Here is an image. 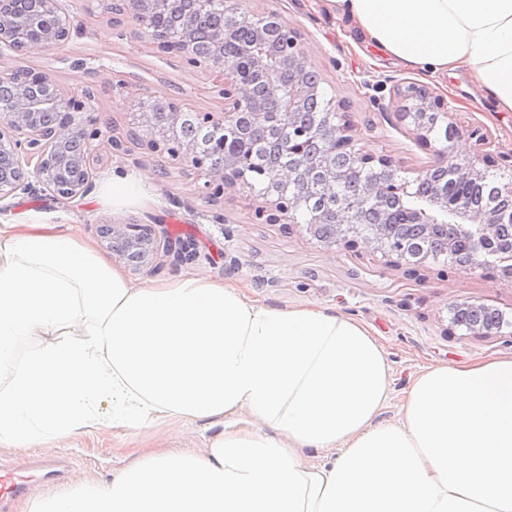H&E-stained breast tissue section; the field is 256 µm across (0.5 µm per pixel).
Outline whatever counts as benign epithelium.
<instances>
[{
	"label": "benign epithelium",
	"instance_id": "obj_1",
	"mask_svg": "<svg viewBox=\"0 0 512 512\" xmlns=\"http://www.w3.org/2000/svg\"><path fill=\"white\" fill-rule=\"evenodd\" d=\"M20 0H0V50L6 48L19 58L43 52L67 43L74 32L73 17L63 0H35L32 12L19 10ZM173 0H112L105 12L112 15L111 28L119 38L126 37L123 19L135 25L134 36L143 39L157 53L180 57L187 66L201 69L213 77L214 92L223 99L222 112H192L182 109L174 97L148 96L139 102L142 124L157 130L159 138L145 142L152 153L166 152L173 157L182 155L197 169L210 175L206 183L207 197L211 200L224 196L225 189L234 185L251 158L237 154L224 146L221 137L232 130L252 99L251 83L237 66L236 60L224 55V43L234 29H251L259 42L266 43L270 28L277 31V45L267 53H253V72L266 84L269 97L279 103L283 118L302 104L322 101L320 81L307 78L308 65L301 48L299 33L274 12H245L236 10L225 27L209 36V48L203 53L191 31L194 20L188 19L178 33H172L158 24V16ZM401 118L411 120L419 138L429 141L445 123L447 142L468 134L476 140V153L460 157L446 146L437 151L433 165L420 171L413 182L401 180L391 192L399 195L404 205L414 193L421 191L433 173L450 168L459 175L478 181L490 174L495 166V141L491 135L478 129L464 130L453 118L445 98L429 86L404 81L393 88ZM94 98L87 89L78 98L64 93L49 72L19 66L0 78V158L8 159L12 173L0 174V201L18 191L36 193L49 191L53 197L70 203L85 196L93 187L89 174L92 144L107 133L98 115L87 110L86 102ZM190 115L196 126L206 134L199 141L186 132L182 119ZM317 157L327 160L337 151L345 154L349 168L373 169L382 175L397 177L392 161L385 156H371L355 149L351 126L345 121L319 127L314 134ZM273 180L285 186L305 183L300 171L279 169ZM385 188L371 184L364 194L344 199L336 209L309 217V229L319 241L329 244L361 245L379 254L388 267L417 265L426 260L421 253L381 238L367 239L356 224V214L366 204L378 201ZM298 210L295 197L288 193L277 195L256 211L264 224H279L282 217ZM448 211V201L431 195L419 209L410 212L408 223L421 224L431 234L442 237L443 254L459 267L482 269L493 266L505 278L512 279V256L498 260L500 251L492 250L491 242L498 221L492 212L475 211L467 206H453L454 218L442 224L439 216ZM467 227L475 240L469 258H458L454 241ZM102 238L108 241L112 253L138 269L153 264L160 255L173 256L181 263H190L196 252L184 240L167 238L158 242L149 224L110 222L100 226Z\"/></svg>",
	"mask_w": 512,
	"mask_h": 512
}]
</instances>
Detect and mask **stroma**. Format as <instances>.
Masks as SVG:
<instances>
[{
    "instance_id": "stroma-1",
    "label": "stroma",
    "mask_w": 512,
    "mask_h": 512,
    "mask_svg": "<svg viewBox=\"0 0 512 512\" xmlns=\"http://www.w3.org/2000/svg\"><path fill=\"white\" fill-rule=\"evenodd\" d=\"M244 6L277 13L298 30L307 61L322 78L324 101L346 115L357 149L390 157L400 179H415L445 145L438 133L421 141L402 120L392 101L393 87L402 81L424 83L442 94L462 124L492 135L505 156L497 172L512 171L506 161L512 155V112L498 110L467 74L447 77L393 65L378 50L353 40L348 20L329 11L324 0H245ZM71 10L79 34L63 47L22 61L10 51L0 52V76L22 63L46 70L68 93L92 88V108L121 132L137 128L146 91L180 95L191 111H223L221 99L210 91L208 73L186 69L177 56L155 54L145 41L115 37L100 0H77ZM77 58L86 60V68L71 67ZM92 155L94 186L86 196L66 206L47 192L16 193L7 198L0 225L54 224L102 253L101 223L151 224L157 237L193 239L197 257L182 265L162 258L156 271L125 268L113 259L132 287L193 272L273 309L316 306L361 322L390 366L391 393L378 423L400 418L411 383L427 368L512 358V334L477 336L450 323V306L464 302L483 303L512 318V282L501 280L496 269L470 270L431 260L413 272L390 268L363 248L318 241L303 213H296L291 224L258 223L255 210L265 200L256 183L237 184L212 201L205 194V173L185 159L139 149L116 156L105 138L95 141ZM209 435L204 424L177 423L144 430L129 441L105 427L23 453L1 449L0 464L28 468L38 460L64 458L72 465L69 481L104 479L123 465L132 448L198 453Z\"/></svg>"
}]
</instances>
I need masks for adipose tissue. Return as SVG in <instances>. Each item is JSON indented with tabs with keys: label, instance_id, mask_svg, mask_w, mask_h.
<instances>
[{
	"label": "adipose tissue",
	"instance_id": "obj_1",
	"mask_svg": "<svg viewBox=\"0 0 512 512\" xmlns=\"http://www.w3.org/2000/svg\"><path fill=\"white\" fill-rule=\"evenodd\" d=\"M329 3L395 63L466 72L512 112V0ZM0 375L15 452L101 426L213 430L203 453H143L21 512H512V358L427 369L381 425L390 368L358 322L192 274L132 288L52 224L0 226ZM309 448L338 456L308 467Z\"/></svg>",
	"mask_w": 512,
	"mask_h": 512
}]
</instances>
